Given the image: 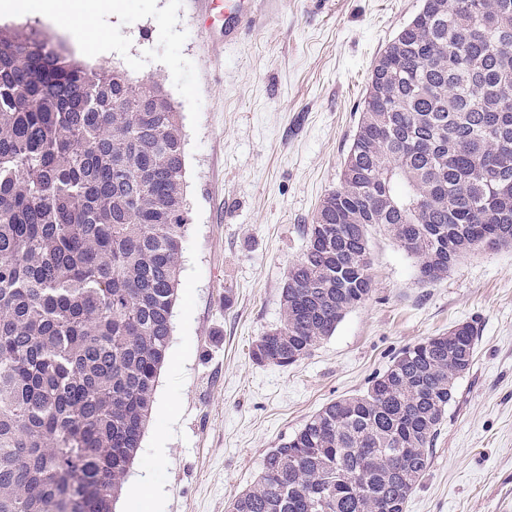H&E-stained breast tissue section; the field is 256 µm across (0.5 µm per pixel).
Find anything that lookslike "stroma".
Wrapping results in <instances>:
<instances>
[{"label":"stroma","instance_id":"obj_1","mask_svg":"<svg viewBox=\"0 0 512 512\" xmlns=\"http://www.w3.org/2000/svg\"><path fill=\"white\" fill-rule=\"evenodd\" d=\"M103 53L20 0L0 25L40 30L73 59L158 78L182 114L183 244L173 331L130 478L149 476L158 512H228L266 453L327 403L366 390L405 347L460 323L479 331L430 466L404 512H512V247L477 249L434 282L372 233V297L311 355L254 364L282 319L303 227L340 186L373 67L423 0H267L224 39L235 0H111Z\"/></svg>","mask_w":512,"mask_h":512}]
</instances>
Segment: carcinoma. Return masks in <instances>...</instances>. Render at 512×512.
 <instances>
[{
    "label": "carcinoma",
    "mask_w": 512,
    "mask_h": 512,
    "mask_svg": "<svg viewBox=\"0 0 512 512\" xmlns=\"http://www.w3.org/2000/svg\"><path fill=\"white\" fill-rule=\"evenodd\" d=\"M184 165L161 83L0 27V512H113L170 343ZM373 226L429 281L512 246V0H430L381 53L252 362L297 363L369 299ZM477 339L463 323L402 349L229 512H404Z\"/></svg>",
    "instance_id": "carcinoma-1"
}]
</instances>
